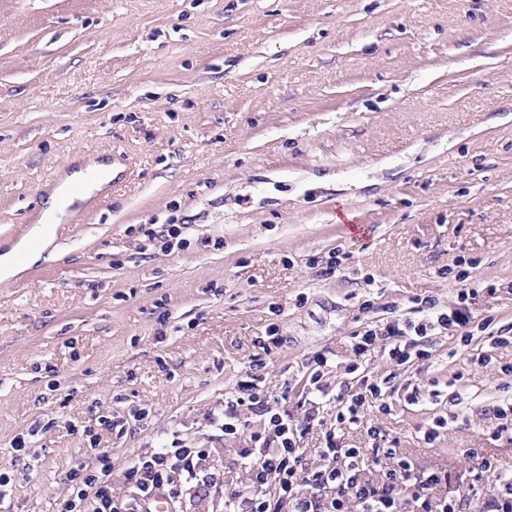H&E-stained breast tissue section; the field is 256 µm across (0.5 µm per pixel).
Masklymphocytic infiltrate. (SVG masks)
Returning a JSON list of instances; mask_svg holds the SVG:
<instances>
[{
    "mask_svg": "<svg viewBox=\"0 0 512 512\" xmlns=\"http://www.w3.org/2000/svg\"><path fill=\"white\" fill-rule=\"evenodd\" d=\"M458 299L459 307L449 311L430 312L416 322L394 320L355 335L347 367L352 380L342 383L336 395L335 423L324 430L319 461L305 458L300 443L310 426L296 422L283 409V397L268 395L256 375L249 373L238 381L223 411L212 418L228 435L245 427L251 430L249 447L237 451L246 467L247 485L241 491L225 492V512H397L402 496L412 502L415 512H466L475 502L480 512H512V473L500 472L493 460L486 458L481 464L491 485L475 483L459 496L441 497L437 494L444 480L441 473L416 468L389 445L380 429L364 424L368 407L391 409L389 379L373 376L365 368L378 342L386 341L387 356L397 364L428 359V336L469 326L470 291H461ZM347 426L364 428L371 451L341 444L337 431ZM210 454L207 448L174 445L137 455L124 472L132 488L125 498L113 495L109 460L98 456L99 466L92 472L71 473L60 512H146L150 497L159 490L178 502L187 487L219 484V474L207 465ZM373 455L391 462L377 480L367 476Z\"/></svg>",
    "mask_w": 512,
    "mask_h": 512,
    "instance_id": "lymphocytic-infiltrate-1",
    "label": "lymphocytic infiltrate"
}]
</instances>
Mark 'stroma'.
I'll use <instances>...</instances> for the list:
<instances>
[{"mask_svg":"<svg viewBox=\"0 0 512 512\" xmlns=\"http://www.w3.org/2000/svg\"><path fill=\"white\" fill-rule=\"evenodd\" d=\"M96 162L111 182L0 280V512H58L102 453L125 496L129 462L174 442L214 449L237 487L246 437L211 417L257 354L296 420L316 410L317 460L353 334L464 288L471 342L439 331L429 360L366 363L440 397L365 421L446 474L441 494L485 458L512 472L494 415L512 343L481 330L512 328V0H0V253ZM167 224L182 245L149 237ZM317 354L326 398L304 387Z\"/></svg>","mask_w":512,"mask_h":512,"instance_id":"obj_1","label":"stroma"}]
</instances>
